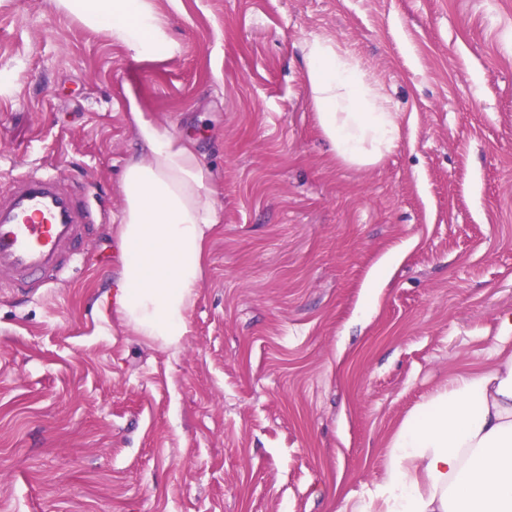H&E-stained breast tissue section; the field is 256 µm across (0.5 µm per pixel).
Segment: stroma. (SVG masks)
I'll use <instances>...</instances> for the list:
<instances>
[{"label": "stroma", "instance_id": "35a3bbf8", "mask_svg": "<svg viewBox=\"0 0 512 512\" xmlns=\"http://www.w3.org/2000/svg\"><path fill=\"white\" fill-rule=\"evenodd\" d=\"M151 5L174 56L140 59L56 0H0V191L51 163L99 204L76 269L0 291V512H354L404 417L506 344L512 0ZM314 35L401 116L377 165L330 151ZM130 87L219 174L176 350L104 300Z\"/></svg>", "mask_w": 512, "mask_h": 512}]
</instances>
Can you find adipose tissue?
Instances as JSON below:
<instances>
[{"label": "adipose tissue", "instance_id": "1", "mask_svg": "<svg viewBox=\"0 0 512 512\" xmlns=\"http://www.w3.org/2000/svg\"><path fill=\"white\" fill-rule=\"evenodd\" d=\"M138 57L172 55L150 0H58ZM305 89L336 159L379 163L401 138L400 114L353 53L332 38L306 40ZM140 151L118 183L113 227L121 250L112 309L137 335L178 347L189 334L208 238L223 223L215 170L193 135H178L131 106ZM357 512H512V351L465 372L402 420L385 474Z\"/></svg>", "mask_w": 512, "mask_h": 512}]
</instances>
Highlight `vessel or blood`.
<instances>
[{
	"label": "vessel or blood",
	"instance_id": "1",
	"mask_svg": "<svg viewBox=\"0 0 512 512\" xmlns=\"http://www.w3.org/2000/svg\"><path fill=\"white\" fill-rule=\"evenodd\" d=\"M91 212L51 170L16 178L0 198V289L27 292L71 266Z\"/></svg>",
	"mask_w": 512,
	"mask_h": 512
}]
</instances>
